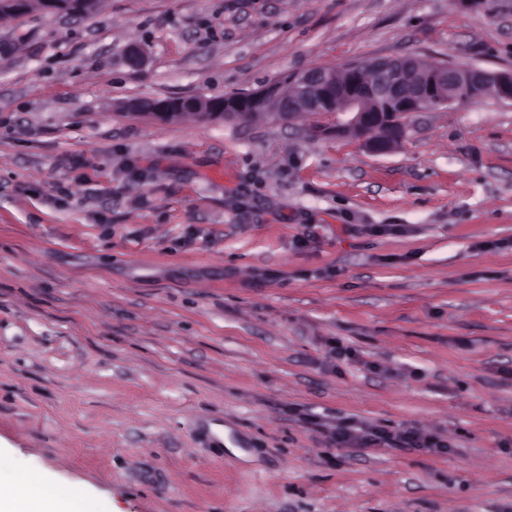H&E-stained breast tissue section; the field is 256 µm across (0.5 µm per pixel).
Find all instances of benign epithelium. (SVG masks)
Listing matches in <instances>:
<instances>
[{"instance_id": "1", "label": "benign epithelium", "mask_w": 512, "mask_h": 512, "mask_svg": "<svg viewBox=\"0 0 512 512\" xmlns=\"http://www.w3.org/2000/svg\"><path fill=\"white\" fill-rule=\"evenodd\" d=\"M95 0H0V12L26 13L31 5L49 14L73 13ZM347 74L336 79V70ZM318 66L291 77L293 96L274 113V121L291 122V111L298 108L321 118L348 114L345 122H316L315 138H349L372 154L393 151L404 140L407 119L426 109L463 103L491 91L504 102H512V70L488 72L483 69L436 63L413 74L405 73L401 58L379 59L363 65L347 63L340 68ZM280 100V84L272 83L240 98L183 96L176 102L132 99L125 108L132 114L161 122H175L186 112L203 124L232 119L243 123L256 109Z\"/></svg>"}]
</instances>
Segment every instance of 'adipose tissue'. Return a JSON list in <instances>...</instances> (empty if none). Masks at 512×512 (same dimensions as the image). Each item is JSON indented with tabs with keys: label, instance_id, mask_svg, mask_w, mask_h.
<instances>
[{
	"label": "adipose tissue",
	"instance_id": "ef3b65f1",
	"mask_svg": "<svg viewBox=\"0 0 512 512\" xmlns=\"http://www.w3.org/2000/svg\"><path fill=\"white\" fill-rule=\"evenodd\" d=\"M0 512H107L75 486L42 496L33 477L20 471L0 469Z\"/></svg>",
	"mask_w": 512,
	"mask_h": 512
}]
</instances>
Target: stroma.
<instances>
[{"label": "stroma", "mask_w": 512, "mask_h": 512, "mask_svg": "<svg viewBox=\"0 0 512 512\" xmlns=\"http://www.w3.org/2000/svg\"><path fill=\"white\" fill-rule=\"evenodd\" d=\"M403 56L512 70V0L0 23L1 461L112 512H512V103L414 113L385 155L124 108ZM298 412L452 450L336 448Z\"/></svg>", "instance_id": "1"}]
</instances>
